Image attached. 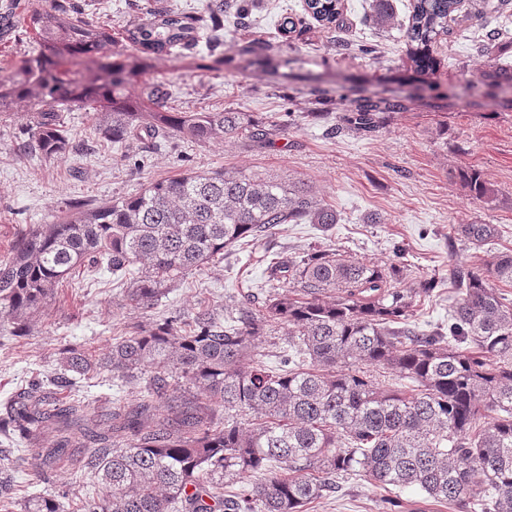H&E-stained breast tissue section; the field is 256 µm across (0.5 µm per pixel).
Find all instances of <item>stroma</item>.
Returning a JSON list of instances; mask_svg holds the SVG:
<instances>
[{"label":"stroma","mask_w":512,"mask_h":512,"mask_svg":"<svg viewBox=\"0 0 512 512\" xmlns=\"http://www.w3.org/2000/svg\"><path fill=\"white\" fill-rule=\"evenodd\" d=\"M372 0H344L342 19L328 29L305 18L302 32L282 37L278 25L289 13L303 16L304 0H254L239 17V0H226L224 48L199 45L189 52L178 47L158 56L151 72L163 83L173 108L247 112L255 118L292 111L293 125L273 146L244 138L196 144L172 137L147 148L136 140L111 143L98 133L91 112L72 109L63 118L84 153L61 160L27 157L18 150L28 123L29 104L0 117V261L7 259L19 230L51 220L76 201L95 206L131 196L148 180L179 176L186 170H238L307 184L332 205L338 224L325 230L316 224H285L258 245H238L223 258L172 287L150 309L128 305L120 282L110 271H80L59 285L54 298L25 336L0 329V401L30 381L51 374L64 348L85 346L108 353L123 327L165 317L191 315L200 306L231 307L251 294L265 298L273 282L274 262L330 246L373 262L400 257L408 277L432 278L436 287L414 316L418 330L443 328L455 290L448 270L459 263H478L512 249V108L503 106L504 86L489 83L485 97L457 96L464 78L481 79L488 63L485 34L502 31L512 41V0L500 12L478 15L473 0H464L450 33L438 47L441 64L422 77L410 67L398 29L407 22L413 0H394L397 26L379 30L365 21ZM89 18L111 29L117 41L143 18L148 0H78ZM268 42L263 62L237 55L230 42ZM369 42L376 53L364 57L341 51L340 43ZM343 85L355 89H388L411 102L406 111L390 112L375 131L338 130L345 108L317 102L308 86ZM479 170L492 193L483 200L470 196L461 170ZM461 224H493L495 238L476 249L460 241ZM149 374L123 380L79 381L72 398L88 409V424L106 423L117 407H136L143 399ZM56 426L28 443L0 435V453H19L20 466L0 469V489L17 501L47 495L55 489L94 486L93 470L82 467L84 451L67 449L50 483L35 476L40 451L54 447ZM339 489L309 505L307 512H386L385 502L398 500L394 512H467L461 505H441L416 489L398 492L375 486L363 476L338 478Z\"/></svg>","instance_id":"35a3bbf8"}]
</instances>
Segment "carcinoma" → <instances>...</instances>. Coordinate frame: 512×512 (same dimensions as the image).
I'll return each mask as SVG.
<instances>
[{
    "mask_svg": "<svg viewBox=\"0 0 512 512\" xmlns=\"http://www.w3.org/2000/svg\"><path fill=\"white\" fill-rule=\"evenodd\" d=\"M461 0H414L402 26L407 59L420 74L439 67L437 44ZM325 25L341 0H305ZM392 0H373L367 20L383 29ZM37 48L0 75V117L31 104L20 152L63 159L76 150L62 111L93 113L103 138L122 143L176 137L197 144L242 136L271 145L291 112L255 121L247 112H179L149 79L152 56L197 46L201 31L224 29V0H209L199 17L163 8L127 29L130 48L114 49L112 33L85 18L71 0H45L23 19ZM141 85V94L129 92ZM347 106L344 123L372 131L381 114L407 109L406 98L333 91ZM329 90L310 94L328 97ZM473 198L490 187L464 174ZM338 223L336 210L303 182L243 171H189L150 180L129 197L69 206L49 224L20 232L0 263V323L16 335L76 270L104 264L130 273V305L149 309L170 287L224 257L244 239L260 243L281 224ZM456 234L475 247L497 235L493 224H460ZM290 290L273 291L256 307L245 297L221 314L202 306L133 325L99 355L70 347L53 376L35 380L0 404V434L30 440L46 425L85 420V406L59 404L58 393L79 379L133 377L150 371L147 399L112 411L108 428L64 435L42 453L46 480L64 448H87L95 494L76 512H307L336 488L334 477L366 476L376 485L415 487L440 504L472 498L471 512H512V302L490 282L512 285V252L479 264H456V298L448 332L417 331L415 308L434 281L402 288L403 267L314 249L270 270ZM284 336L279 365L255 359L262 340ZM382 371L417 383L411 393L383 386ZM198 386L206 401L179 393ZM172 403L175 417L151 414V402ZM252 416L250 426L239 421ZM261 473L265 478L250 483ZM246 483L224 492V481ZM27 497L20 512H66L63 500Z\"/></svg>",
    "mask_w": 512,
    "mask_h": 512,
    "instance_id": "cac0c4a2",
    "label": "carcinoma"
}]
</instances>
